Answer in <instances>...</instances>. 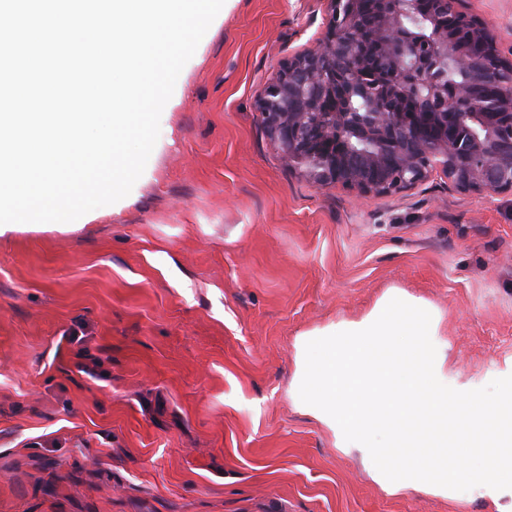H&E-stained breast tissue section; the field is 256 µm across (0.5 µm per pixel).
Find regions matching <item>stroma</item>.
Masks as SVG:
<instances>
[{
  "label": "stroma",
  "mask_w": 512,
  "mask_h": 512,
  "mask_svg": "<svg viewBox=\"0 0 512 512\" xmlns=\"http://www.w3.org/2000/svg\"><path fill=\"white\" fill-rule=\"evenodd\" d=\"M512 58V0H463ZM330 0H225L142 176L0 237V512H499L381 484L296 398L307 342L386 296L447 363L512 375V193L367 199L288 168L258 99Z\"/></svg>",
  "instance_id": "stroma-1"
}]
</instances>
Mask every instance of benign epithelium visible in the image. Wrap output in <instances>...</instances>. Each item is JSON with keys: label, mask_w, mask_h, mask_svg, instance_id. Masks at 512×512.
Here are the masks:
<instances>
[{"label": "benign epithelium", "mask_w": 512, "mask_h": 512, "mask_svg": "<svg viewBox=\"0 0 512 512\" xmlns=\"http://www.w3.org/2000/svg\"><path fill=\"white\" fill-rule=\"evenodd\" d=\"M325 42L258 101L288 168L361 196L441 169L458 191L512 192V61L460 0H330ZM468 74L448 82L450 66Z\"/></svg>", "instance_id": "benign-epithelium-1"}]
</instances>
